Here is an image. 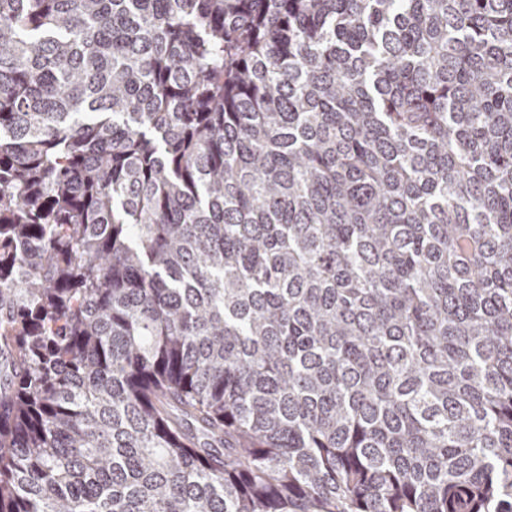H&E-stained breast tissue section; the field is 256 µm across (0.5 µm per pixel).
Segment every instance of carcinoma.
I'll use <instances>...</instances> for the list:
<instances>
[{
	"mask_svg": "<svg viewBox=\"0 0 512 512\" xmlns=\"http://www.w3.org/2000/svg\"><path fill=\"white\" fill-rule=\"evenodd\" d=\"M0 512H512V0H0Z\"/></svg>",
	"mask_w": 512,
	"mask_h": 512,
	"instance_id": "carcinoma-1",
	"label": "carcinoma"
}]
</instances>
